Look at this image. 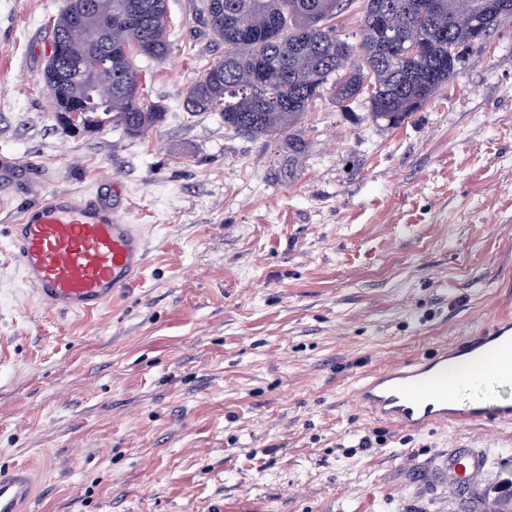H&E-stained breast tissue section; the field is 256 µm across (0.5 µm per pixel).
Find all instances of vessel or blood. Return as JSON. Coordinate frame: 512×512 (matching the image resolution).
<instances>
[{
  "label": "vessel or blood",
  "mask_w": 512,
  "mask_h": 512,
  "mask_svg": "<svg viewBox=\"0 0 512 512\" xmlns=\"http://www.w3.org/2000/svg\"><path fill=\"white\" fill-rule=\"evenodd\" d=\"M21 171L29 184L47 180L39 166L5 156L0 188H12ZM9 243L24 283L60 311L106 306L133 287L147 262L145 240L125 220L120 199L99 193L45 192L12 225ZM350 393L355 405L400 429L512 420V319H496L428 356L395 361L356 379ZM488 470L482 451L458 444L436 458L431 473L433 483L478 489ZM33 490L28 469L0 474V512H21Z\"/></svg>",
  "instance_id": "obj_1"
}]
</instances>
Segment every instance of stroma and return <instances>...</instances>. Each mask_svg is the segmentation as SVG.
<instances>
[{
	"label": "stroma",
	"mask_w": 512,
	"mask_h": 512,
	"mask_svg": "<svg viewBox=\"0 0 512 512\" xmlns=\"http://www.w3.org/2000/svg\"><path fill=\"white\" fill-rule=\"evenodd\" d=\"M63 4L0 0V155L120 191L147 266L98 313L48 308L8 237L37 195L0 193V469L35 466L26 512H456L428 480L452 441L486 449L482 499L512 485V421L401 431L348 395L512 313V19L400 125L324 94L298 155L187 111L225 51L200 0H168L165 60L133 57L163 122L62 128L42 71Z\"/></svg>",
	"instance_id": "obj_1"
}]
</instances>
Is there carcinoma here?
<instances>
[{"label":"carcinoma","mask_w":512,"mask_h":512,"mask_svg":"<svg viewBox=\"0 0 512 512\" xmlns=\"http://www.w3.org/2000/svg\"><path fill=\"white\" fill-rule=\"evenodd\" d=\"M126 0H66L54 21L53 38L66 39L70 73L53 82L42 78L66 111L72 102L84 103L124 129L134 125L138 135L162 120L157 106L144 107L137 91L136 52L163 59L170 51L167 0H132L138 25L112 29L107 40L112 56V93L84 84L78 76L82 47L73 22L89 11H117ZM320 0H224V12L208 11L211 34L224 42V59L210 66L186 91L191 112H219L224 124L251 137L282 135L304 123L316 99L330 89L338 103L364 99L375 122L397 125L419 111L456 75L448 61V42L457 47L485 40L501 20L512 16V0H496L492 13L475 12L479 0H442L432 11L426 0H365L359 43L340 38L330 24L353 0H332L329 10L316 8ZM396 11L405 29L393 50L378 35L380 11ZM473 15L461 27L455 17Z\"/></svg>","instance_id":"1"}]
</instances>
